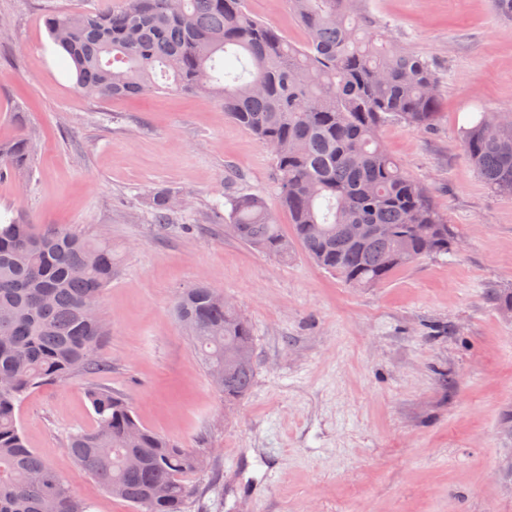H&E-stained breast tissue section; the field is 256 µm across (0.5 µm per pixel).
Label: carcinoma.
<instances>
[{
    "mask_svg": "<svg viewBox=\"0 0 512 512\" xmlns=\"http://www.w3.org/2000/svg\"><path fill=\"white\" fill-rule=\"evenodd\" d=\"M306 40L292 44L251 16L245 0H120L114 7L43 15L49 38L72 62L76 89L122 100L173 87L215 99L225 115L270 149L280 205L291 235L258 195L228 200L224 228L250 248L286 261L295 250L350 288H376L425 257L454 245L448 220L425 185L382 145L383 124L419 130L436 118L437 78L427 61L370 30L359 0H288ZM233 53L241 64H224ZM463 150L483 183L512 196V112L485 116L463 132ZM20 134L0 143V178L31 164ZM176 198L151 201L152 222L169 223ZM381 229L362 237L354 226ZM108 237L67 228L39 230L21 211L0 213V512H89L69 482L29 447L16 418L26 392L103 371L98 348L108 333L84 301L112 281ZM174 311L205 371L227 369L215 384L233 405L249 392L256 352L249 321L207 282L182 289ZM91 430L69 434L75 462L135 512H186L184 477L204 456L144 426L119 393H89Z\"/></svg>",
    "mask_w": 512,
    "mask_h": 512,
    "instance_id": "obj_1",
    "label": "carcinoma"
}]
</instances>
